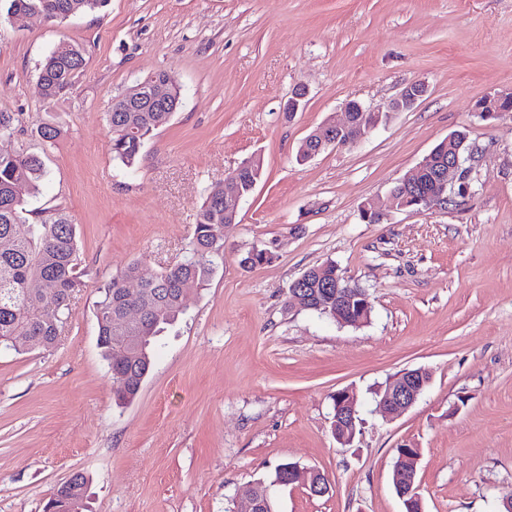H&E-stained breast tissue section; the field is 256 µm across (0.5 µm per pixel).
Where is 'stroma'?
Segmentation results:
<instances>
[{"instance_id":"35a3bbf8","label":"stroma","mask_w":512,"mask_h":512,"mask_svg":"<svg viewBox=\"0 0 512 512\" xmlns=\"http://www.w3.org/2000/svg\"><path fill=\"white\" fill-rule=\"evenodd\" d=\"M87 65L70 99L43 103L38 69L59 44ZM170 71L182 104L137 169L114 160L112 97ZM426 96L356 144L298 161L302 141L346 101L385 106L408 83ZM302 112L283 110L295 84ZM512 0H109L50 24L0 22V112L24 128L0 151L39 150L46 110L64 134L29 209L65 208L80 228L85 286L55 347L0 353V512H43L75 471L91 512H229L263 484L275 512H403L396 450L420 448L424 512H499L512 498ZM463 130L479 150L465 199L411 212L391 190ZM263 173L224 230V258L154 352L137 397L112 399L97 345L98 288L140 261H180L207 189L251 157ZM376 206L386 220H363ZM255 249L271 262L247 269ZM335 262L368 290L351 327L292 302L311 267ZM423 368L431 382L391 420L376 390ZM357 395L352 447L332 434L333 396ZM286 462L327 475L316 497L276 483Z\"/></svg>"}]
</instances>
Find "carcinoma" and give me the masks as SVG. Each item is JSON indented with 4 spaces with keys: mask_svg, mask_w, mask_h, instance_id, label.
<instances>
[{
    "mask_svg": "<svg viewBox=\"0 0 512 512\" xmlns=\"http://www.w3.org/2000/svg\"><path fill=\"white\" fill-rule=\"evenodd\" d=\"M108 0H0V14L40 10L48 23H61L70 17L99 13ZM87 65L84 50L77 44L57 47L40 67L38 81L43 88V101L54 103L68 99L77 79ZM512 99L485 97L477 104L479 116L502 108H511ZM170 112H106L108 134L115 159L129 169L142 160L145 141L171 118ZM22 126L21 114L0 112V137L13 135ZM42 152H0V349L20 352L21 336H31L53 347L69 314L70 298L84 286L79 272L80 257L77 225L65 209L57 207L40 212V219L29 221L32 211L26 198L39 193L47 175L44 154L58 143L62 127L49 116L34 128ZM459 150L466 155L471 145L462 139L441 141L430 151L428 168L417 185L396 183L393 191L413 207L427 203L431 177L436 168L448 164V154ZM263 161L254 159L252 169L239 175L243 194L261 178ZM27 227L25 233L19 226ZM224 247V189L211 188L196 213L189 254L183 261L161 268L143 279L141 294L130 298L126 281L140 273L142 266L133 262L120 274L99 287L95 302L98 345L112 373V395L119 404H127L137 396L141 384L153 365L152 351L157 336L165 326L184 313L182 285L191 281L203 288L211 281ZM304 285L311 293L315 313L328 307L336 310V285L350 290L354 300L343 313L348 326L358 327L370 320L372 306L369 294L359 284L336 281V264L327 261L303 273ZM41 279L53 292L38 295L30 282ZM144 311L129 332L132 341L116 346L111 341L118 317L130 307ZM72 488L63 484L55 488L51 499L56 512H69Z\"/></svg>",
    "mask_w": 512,
    "mask_h": 512,
    "instance_id": "1",
    "label": "carcinoma"
}]
</instances>
